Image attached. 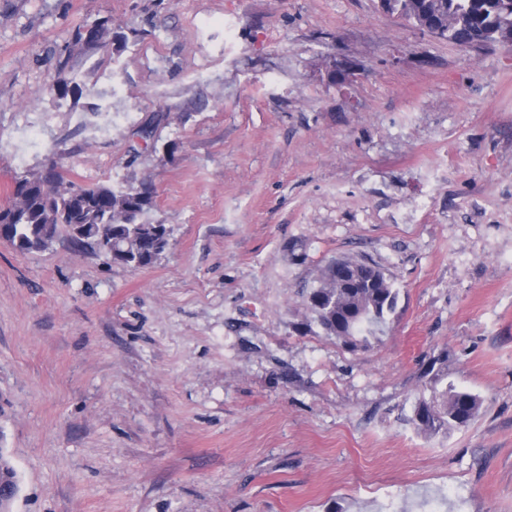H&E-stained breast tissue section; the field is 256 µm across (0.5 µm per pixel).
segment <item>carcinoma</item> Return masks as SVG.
Segmentation results:
<instances>
[{"label":"carcinoma","mask_w":512,"mask_h":512,"mask_svg":"<svg viewBox=\"0 0 512 512\" xmlns=\"http://www.w3.org/2000/svg\"><path fill=\"white\" fill-rule=\"evenodd\" d=\"M386 14L411 23L430 36L468 48L503 45L512 33V0H378ZM76 41L88 50L124 49L127 35L112 19H98L78 31ZM70 55L58 56L61 97L74 91L66 77ZM154 206L146 189L106 184L81 185L61 170L40 171L15 181L10 203L0 208V241L20 252L49 249L64 236L75 251L112 257V262L148 267L169 248L173 230L144 219ZM398 292L389 277L368 260L333 258L322 270L321 285L306 295L317 327L352 349L367 346L395 312ZM431 395L417 403L410 418L421 433L436 435L465 427L478 415V396L455 387L437 388L439 373L429 369ZM0 483L18 487L16 472L0 450Z\"/></svg>","instance_id":"1"}]
</instances>
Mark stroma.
<instances>
[{"mask_svg":"<svg viewBox=\"0 0 512 512\" xmlns=\"http://www.w3.org/2000/svg\"><path fill=\"white\" fill-rule=\"evenodd\" d=\"M104 17L121 54L71 38ZM53 165L149 188L173 244L0 242L13 512H512V48L377 0H0V207ZM334 257L398 292L367 347L302 326ZM443 352L482 405L427 436Z\"/></svg>","mask_w":512,"mask_h":512,"instance_id":"obj_1","label":"stroma"}]
</instances>
